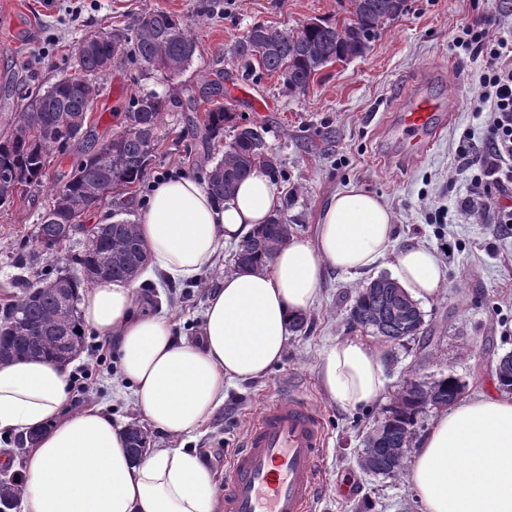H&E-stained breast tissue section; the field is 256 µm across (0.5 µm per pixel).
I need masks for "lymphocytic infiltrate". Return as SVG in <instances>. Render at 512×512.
Instances as JSON below:
<instances>
[{
  "label": "lymphocytic infiltrate",
  "mask_w": 512,
  "mask_h": 512,
  "mask_svg": "<svg viewBox=\"0 0 512 512\" xmlns=\"http://www.w3.org/2000/svg\"><path fill=\"white\" fill-rule=\"evenodd\" d=\"M496 23V15L478 14L462 25L452 41L454 47L483 62L471 109L485 116L487 130L485 141L467 143L459 151L474 176L457 207L462 212L492 214L500 223L512 224V211L501 209L490 189L494 183H512V42L490 38L489 31Z\"/></svg>",
  "instance_id": "obj_1"
}]
</instances>
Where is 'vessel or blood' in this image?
I'll list each match as a JSON object with an SVG mask.
<instances>
[{"instance_id":"1","label":"vessel or blood","mask_w":512,"mask_h":512,"mask_svg":"<svg viewBox=\"0 0 512 512\" xmlns=\"http://www.w3.org/2000/svg\"><path fill=\"white\" fill-rule=\"evenodd\" d=\"M445 110L425 84L413 87L399 111L404 155L426 153L429 134ZM324 445L321 417L304 399L263 409L224 469L219 512H309Z\"/></svg>"}]
</instances>
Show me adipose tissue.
<instances>
[{"label":"adipose tissue","mask_w":512,"mask_h":512,"mask_svg":"<svg viewBox=\"0 0 512 512\" xmlns=\"http://www.w3.org/2000/svg\"><path fill=\"white\" fill-rule=\"evenodd\" d=\"M277 204L275 184L259 171L223 202L188 175L158 183L137 220L147 255L142 280H196L224 245L267 223ZM393 232L389 208L351 186L332 196L314 238L290 237L266 266L225 274L207 298L198 337L175 335L166 316L140 311L142 280L82 289L81 318L114 345L120 377L147 421L190 439L223 405L227 387L265 378L281 362L325 269H372ZM395 260L397 281L413 300L439 293L444 273L433 249L410 243ZM317 372L343 407L386 390L380 350L356 338L326 348ZM69 373L40 358L0 362V434L37 435L22 512H215L217 481L202 454L154 448L133 458L127 426L102 407L67 411ZM410 483L426 512H512V394L477 395L439 413L418 444Z\"/></svg>","instance_id":"ef3b65f1"}]
</instances>
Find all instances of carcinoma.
I'll list each match as a JSON object with an SVG mask.
<instances>
[{
  "label": "carcinoma",
  "mask_w": 512,
  "mask_h": 512,
  "mask_svg": "<svg viewBox=\"0 0 512 512\" xmlns=\"http://www.w3.org/2000/svg\"><path fill=\"white\" fill-rule=\"evenodd\" d=\"M346 13L347 17L337 24L317 20L298 28L255 26L237 43L235 55L246 75L258 71L276 76L289 91L304 92L327 66L364 56L382 26L402 15L403 10L401 0H347ZM188 28L189 23L180 16L153 11L137 20L130 39L118 31L111 36L82 40L77 54L78 72L28 101L18 113L12 132L0 138V173L12 174L22 188L41 183L51 160L64 155L72 143H85L77 164L61 173L53 204L56 220L42 221L36 227V243L42 250L62 248L59 236L72 219L73 209L91 190L100 186L124 190L144 182L158 149L157 133L168 102L152 92L131 96L126 125L112 133V150L107 153L95 151L94 134L79 135L68 122L69 115L89 110L96 93V77L104 72L106 61L120 52L131 54L139 64L156 71L175 74L184 70L195 46ZM223 95L218 84L207 92L213 108L205 115L203 134L214 142L223 140L224 126L232 120L220 102ZM143 122L154 133L151 143L138 130ZM257 131L254 126L233 127L232 140L207 174V188L214 196L228 197L248 172L272 167L266 146H255ZM287 240L280 223L271 219L242 241L234 256L235 267L262 266ZM104 257L110 260L112 277L134 279L146 258L137 224L115 222L110 229L98 230L77 261L81 267L89 268ZM82 287L84 281L77 276L66 282L57 275L26 284L21 295L26 300L23 310H17L15 300L0 309V361L19 353L58 362L77 357L84 347L78 308ZM401 304L397 289L390 286L388 278L380 277L358 292L352 311L376 314L370 331L392 338L400 331L391 308ZM384 420L393 421L392 430L404 434L417 423L415 406L396 403L386 411ZM20 487L17 478L1 483L0 507L9 509Z\"/></svg>",
  "instance_id": "1"
}]
</instances>
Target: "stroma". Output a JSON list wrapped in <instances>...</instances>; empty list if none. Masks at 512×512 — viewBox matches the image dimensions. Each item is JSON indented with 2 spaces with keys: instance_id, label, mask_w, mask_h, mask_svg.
<instances>
[{
  "instance_id": "obj_1",
  "label": "stroma",
  "mask_w": 512,
  "mask_h": 512,
  "mask_svg": "<svg viewBox=\"0 0 512 512\" xmlns=\"http://www.w3.org/2000/svg\"><path fill=\"white\" fill-rule=\"evenodd\" d=\"M154 10L187 19L196 52L176 75L124 55L99 79L89 119L97 137L124 126L129 97L137 91L156 92L170 105L144 183L112 194L81 216L82 224H102L115 215L137 221L159 180L205 178L223 147L205 144L191 131L201 127L210 107L206 87L217 83L235 124L263 127L278 212L295 235L314 237L332 195L355 185L392 211L394 247L423 244L435 250L445 271L438 295L420 304L422 334L397 344L350 319L359 290L392 276L393 256L356 275L326 270L320 295L303 329L292 332L282 361L264 379L228 388L223 406L191 447L207 454L216 476H223L226 457L259 412L297 395L321 412L326 433L311 512H424L407 477L368 473L359 458L365 437L405 380L452 375L463 383L465 397L492 394L498 388L495 363L512 353V224L464 219L455 208L472 177L456 149L467 135L483 142L485 123L470 107L481 63L451 45L459 27L481 10L499 19L493 36L512 40V0H409L407 11L385 26L363 57L325 68L303 93L288 91L274 76L242 78L235 46L259 24L335 22L344 15L341 0H0V137L10 134L23 104L74 73L81 40L131 33L135 19ZM426 78L444 98L449 118L425 155L406 160L391 133L396 108L402 94ZM54 185V176H47L13 204L0 206V307L19 294L20 282L60 270L81 272L75 259L87 244L84 232L56 254L35 242L36 226L54 204ZM234 252L225 246L197 280L162 289L176 335H197L209 292L234 269ZM354 337L381 351L387 390L375 403L345 409L324 393L316 366L324 347ZM70 374L75 381L68 411L102 405L113 418L146 428L150 446L181 447V440L150 429L130 397L117 394L118 356L93 329H86L85 349Z\"/></svg>"
}]
</instances>
